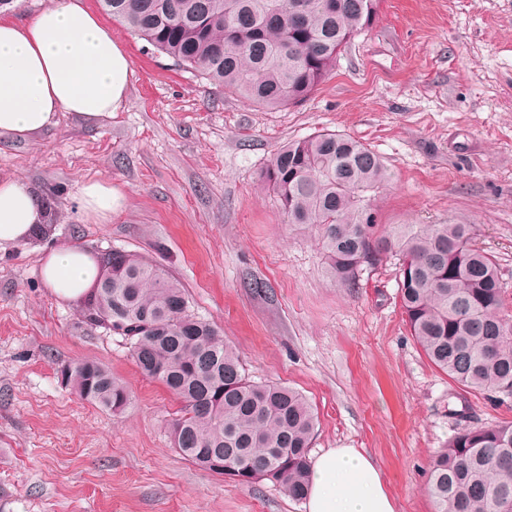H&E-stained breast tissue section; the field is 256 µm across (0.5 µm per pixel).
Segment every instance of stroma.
Returning a JSON list of instances; mask_svg holds the SVG:
<instances>
[{
    "label": "stroma",
    "mask_w": 512,
    "mask_h": 512,
    "mask_svg": "<svg viewBox=\"0 0 512 512\" xmlns=\"http://www.w3.org/2000/svg\"><path fill=\"white\" fill-rule=\"evenodd\" d=\"M85 5L129 57L125 102L95 122L62 113L27 142L0 136V180L24 179L52 213L45 237L0 251V512H306L270 481L237 484L178 454L175 397L124 336L90 328L43 284V254L70 245L166 268L254 381L306 396L312 454L359 449L396 512H435V453L462 426L512 422V402L463 392L428 361L400 307L397 258L356 287L331 280L316 230L286 223L260 174L294 139L361 141L390 173L371 198L378 223L477 225L512 315V0H379L314 95L276 110ZM91 181L119 197L109 223L83 210ZM84 360L127 386L124 412L63 384L62 367Z\"/></svg>",
    "instance_id": "obj_1"
}]
</instances>
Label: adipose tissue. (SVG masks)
<instances>
[{
	"mask_svg": "<svg viewBox=\"0 0 512 512\" xmlns=\"http://www.w3.org/2000/svg\"><path fill=\"white\" fill-rule=\"evenodd\" d=\"M130 62L82 0H57L29 24L0 19V136L30 139L64 112L93 121L125 98ZM48 210L24 180L0 181V249L48 230ZM101 275L88 251L66 246L44 255L43 284L76 300ZM307 512H396L383 475L355 448H331L311 460Z\"/></svg>",
	"mask_w": 512,
	"mask_h": 512,
	"instance_id": "obj_1",
	"label": "adipose tissue"
}]
</instances>
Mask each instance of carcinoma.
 Here are the masks:
<instances>
[{"instance_id":"carcinoma-1","label":"carcinoma","mask_w":512,"mask_h":512,"mask_svg":"<svg viewBox=\"0 0 512 512\" xmlns=\"http://www.w3.org/2000/svg\"><path fill=\"white\" fill-rule=\"evenodd\" d=\"M101 8L177 64L266 108L307 100L340 54L371 24L378 0H99ZM389 179L367 145L335 131L288 142L262 182L290 224L318 230L329 273L347 287L374 266L369 252L401 261L399 298L411 336L462 389L512 401V316L492 255L474 224H396L378 233L367 194ZM101 281L81 301L91 327L125 337L143 375L179 400L173 447L203 470L224 455L228 479L268 480L288 497L308 492L316 418L306 397L250 379L236 350L191 310L183 286L145 257L112 249ZM61 378L112 412L126 386L94 361ZM427 491L435 512H512V423L460 429L434 457Z\"/></svg>"}]
</instances>
